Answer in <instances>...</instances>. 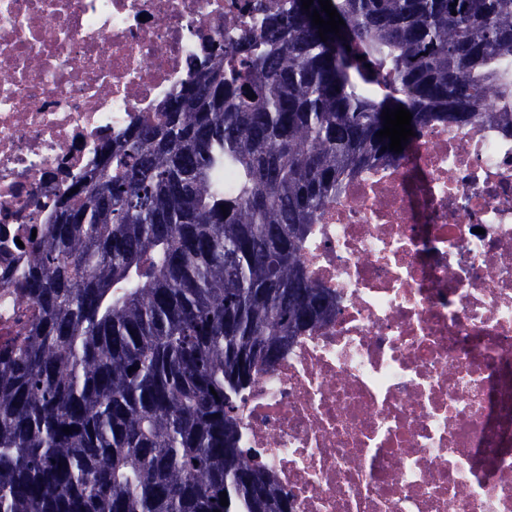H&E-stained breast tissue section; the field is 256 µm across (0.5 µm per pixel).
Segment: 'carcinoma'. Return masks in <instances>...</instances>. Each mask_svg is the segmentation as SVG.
Returning a JSON list of instances; mask_svg holds the SVG:
<instances>
[{"mask_svg":"<svg viewBox=\"0 0 512 512\" xmlns=\"http://www.w3.org/2000/svg\"><path fill=\"white\" fill-rule=\"evenodd\" d=\"M331 4L325 42L318 0H289L217 43L59 196L18 276L32 317L0 338V512H292L238 411L336 316L301 259L312 226L412 148L382 150L389 108L417 134L512 129L485 102L512 97V0Z\"/></svg>","mask_w":512,"mask_h":512,"instance_id":"1","label":"carcinoma"}]
</instances>
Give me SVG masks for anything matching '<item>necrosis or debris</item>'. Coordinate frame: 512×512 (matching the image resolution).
Instances as JSON below:
<instances>
[{
  "mask_svg": "<svg viewBox=\"0 0 512 512\" xmlns=\"http://www.w3.org/2000/svg\"><path fill=\"white\" fill-rule=\"evenodd\" d=\"M288 0H0V273L101 147L224 25ZM301 257L336 316L241 413L293 512H512V132L424 127L331 201ZM30 306L0 277V334Z\"/></svg>",
  "mask_w": 512,
  "mask_h": 512,
  "instance_id": "necrosis-or-debris-1",
  "label": "necrosis or debris"
}]
</instances>
